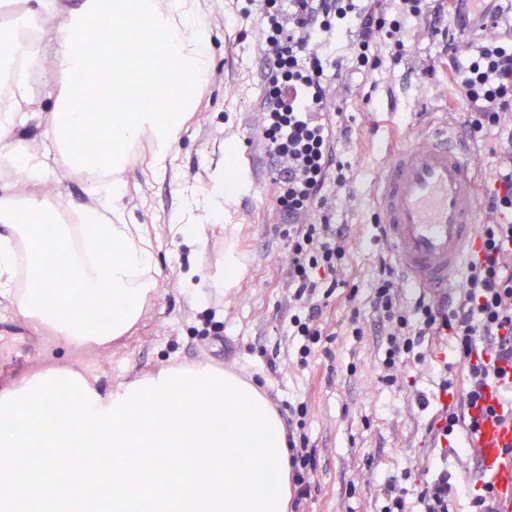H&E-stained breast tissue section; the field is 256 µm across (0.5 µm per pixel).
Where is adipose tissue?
I'll return each instance as SVG.
<instances>
[{"label":"adipose tissue","instance_id":"ef3b65f1","mask_svg":"<svg viewBox=\"0 0 512 512\" xmlns=\"http://www.w3.org/2000/svg\"><path fill=\"white\" fill-rule=\"evenodd\" d=\"M207 0H81L46 31L66 82L52 114V140L69 163L90 174L95 204L81 208L82 224L60 200L38 193L47 177L42 151L17 137L18 113L37 117L26 82L40 46L29 42L12 55L8 101L0 106V172L23 174L33 193L0 196V297L32 323L50 328L70 348H105L139 322L158 288L159 273L149 225L126 222L121 207L126 172L136 165L163 168L197 107L198 91L211 69ZM137 18L151 47L139 55L112 57V108L96 127L104 150L86 160L75 138L88 120L84 63L85 22L91 16ZM243 184L236 165L219 164L192 206L176 212L172 234L204 251L208 227L221 221L233 189ZM51 224L54 236L42 228ZM72 289L55 288L37 267L43 256L70 250ZM71 251V250H70Z\"/></svg>","mask_w":512,"mask_h":512}]
</instances>
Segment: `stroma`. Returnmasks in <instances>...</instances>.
Here are the masks:
<instances>
[{"label":"stroma","mask_w":512,"mask_h":512,"mask_svg":"<svg viewBox=\"0 0 512 512\" xmlns=\"http://www.w3.org/2000/svg\"><path fill=\"white\" fill-rule=\"evenodd\" d=\"M262 12L261 0H209L213 69L199 110L174 145L165 170L139 166L126 176L122 203L127 219L159 230V290L139 323L113 343L112 367L97 370L98 384L109 391L164 368L202 361L256 380L281 417H288L289 405L307 407L304 432L316 450L317 467L305 512H380L387 478H402L404 487L411 488L445 469L460 479L470 458L455 448L433 447L427 433L432 411L419 403L420 395L432 394L441 369L454 375L463 370L446 346L423 345L425 363L411 369L401 386L379 379L380 339L366 285L379 257L389 251L370 222L374 183L393 147L446 116L467 126L474 107L448 81L445 46L452 38L447 25L435 30L417 26L403 50L381 46L376 64L363 67L349 58L351 33L341 32L337 52L345 61L338 67L324 60L323 83L338 110L332 119L335 152L350 178V190L337 191L336 175L328 173L322 190L326 206L311 212L309 220L317 224L329 217L333 224L347 225L350 238L340 274L343 285L321 303L324 338L307 365H298L288 336V301L295 285L274 193L235 192L223 223L211 225L208 247L200 255L172 238L167 228L183 204V190L206 182L223 159L222 145H230L240 159L248 138L259 135L254 101L262 91L255 67L264 41ZM452 40L465 42L460 35ZM54 66L53 53H42L29 80L41 118L18 126L16 134L23 141L44 140L63 83L59 77L46 78ZM511 135L512 122L506 120L480 133L475 142L479 184L503 168L502 149ZM47 162V193L75 208L93 204L87 172L71 169L55 149ZM227 223L237 227L230 240L224 236ZM228 248L242 261L234 286L206 284L197 297L184 294L180 274L198 265L216 268ZM349 284L360 287L351 307L344 300ZM355 307L364 328L357 341L347 334ZM49 334L0 299V390L55 365L58 348Z\"/></svg>","instance_id":"35a3bbf8"}]
</instances>
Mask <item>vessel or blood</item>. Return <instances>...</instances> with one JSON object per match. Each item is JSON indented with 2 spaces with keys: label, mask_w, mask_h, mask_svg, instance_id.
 <instances>
[{
  "label": "vessel or blood",
  "mask_w": 512,
  "mask_h": 512,
  "mask_svg": "<svg viewBox=\"0 0 512 512\" xmlns=\"http://www.w3.org/2000/svg\"><path fill=\"white\" fill-rule=\"evenodd\" d=\"M466 17L462 34L489 31L488 0H453ZM257 183H276L287 163L270 145L248 154ZM373 216L387 248L414 287L442 297L479 244L478 181L471 141L457 127L422 131L390 152L378 174ZM482 472L498 490L502 512H512V465L501 451L512 446V420H485L476 441Z\"/></svg>",
  "instance_id": "1"
}]
</instances>
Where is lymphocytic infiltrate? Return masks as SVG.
I'll return each mask as SVG.
<instances>
[{
	"label": "lymphocytic infiltrate",
	"instance_id": "1",
	"mask_svg": "<svg viewBox=\"0 0 512 512\" xmlns=\"http://www.w3.org/2000/svg\"><path fill=\"white\" fill-rule=\"evenodd\" d=\"M295 4L297 19L291 34H284L277 15L265 16L263 51L279 70L269 90L276 108L268 114L265 127L269 142L297 171L281 182L276 202L294 219L287 231L288 258L289 274L297 287L288 334L298 339V353L305 359L322 337L319 289L326 282L338 287L337 274L348 242L336 225L296 221L299 214L324 207L321 191L334 150L322 124L300 112L286 88L321 77L320 56L333 48L327 37L332 21L353 29L352 56L365 65L379 42L403 47L409 20L433 26L447 16L449 8L446 0H377L368 9L357 7L355 0H295ZM450 78L477 105L469 128L471 136H478L485 126L498 124L501 110L512 105V48L481 45L476 54L455 64ZM497 181L501 188L488 195L489 217L481 226L480 245L455 297L444 304L423 294L406 301L390 260L384 258L367 285L369 303L378 318L384 384L396 385L402 369L423 364L422 346L427 341L450 339L456 356L465 363L462 378L441 374L427 431L437 445L461 440L462 451L474 459L479 456L474 440L480 418H512V221L503 219L505 213H512V168L498 174ZM490 388L497 391L494 406L485 401ZM307 442L304 436L288 442L294 512L311 496L308 476L315 470V451ZM414 493L421 512H450L449 503L457 496L467 497L469 512H500L494 486L477 472L457 481L443 473L436 480L419 483Z\"/></svg>",
	"mask_w": 512,
	"mask_h": 512
}]
</instances>
